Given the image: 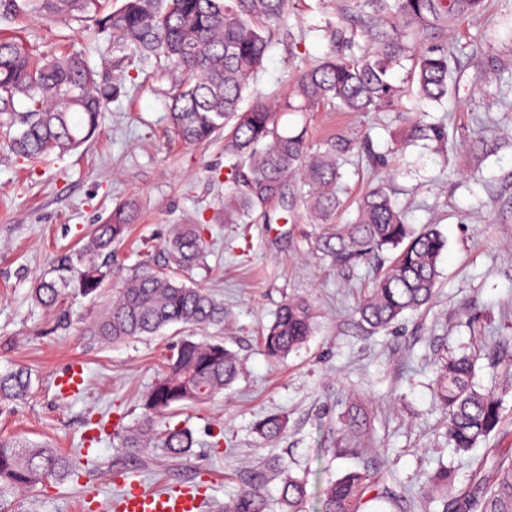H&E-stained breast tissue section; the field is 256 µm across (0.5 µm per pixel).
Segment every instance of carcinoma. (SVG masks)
Listing matches in <instances>:
<instances>
[{"instance_id":"carcinoma-1","label":"carcinoma","mask_w":512,"mask_h":512,"mask_svg":"<svg viewBox=\"0 0 512 512\" xmlns=\"http://www.w3.org/2000/svg\"><path fill=\"white\" fill-rule=\"evenodd\" d=\"M485 0H335L334 16L324 20L322 37L328 51L298 74L288 100L273 111L260 97L241 108L256 74L263 68L274 32L284 22L288 0H124L107 14L100 0H0V17L15 22L32 11L67 22L95 15L99 33L112 34L120 49L141 59L164 60L182 79L171 92L170 128L187 145L208 142L226 130L230 159L224 217L236 221L268 202L288 199L283 220L302 207L315 224H327L342 206L335 144L313 150L307 128L280 124L288 114H301L334 103L345 112H372L400 92L389 77L402 62H412L406 93L418 102L448 99V32L465 17L482 11ZM112 101L96 71L75 53L37 52L19 37L0 36V128L21 158L36 163L52 154L70 152L92 138L101 113ZM410 138L442 145L444 127L409 122ZM133 220L120 209L112 221L94 228L74 252L58 256L32 291L43 309L57 306L63 289L73 282L86 295L97 294L112 279V245L123 239ZM445 239L432 225L411 230L405 215L378 184L359 200L355 219L325 236L319 249L338 266L365 262L386 249L399 253L379 271L361 300L362 321L374 329L391 326L404 313L427 306L439 278ZM167 268L150 260L124 280L103 314L87 329L102 343L156 336L172 324L205 327L226 322L224 302L205 288L179 276L205 257L204 225L177 224L165 242ZM312 306L304 299L285 302L261 336L270 357H284L302 346L314 330ZM241 360L222 341L182 338L167 356L163 374L143 395L140 417L122 436V447L137 450L158 442L172 455L194 446L190 429L159 428L176 406L203 404L230 388L239 377ZM32 373L25 368L0 373V413L25 400ZM434 399L446 415V436L454 452L465 454L501 429V396L478 388L473 364L465 355L442 359L435 369ZM287 421L279 415L257 420L253 430L264 440L280 438ZM367 431L366 419L353 410L336 428V456H360L356 446ZM281 512H302L306 481L278 460ZM73 471L70 458L47 445L21 443L0 436V493L32 489L47 478ZM430 487L445 501L443 512H512V454L492 469L477 465L453 501H448V468L429 476ZM319 512H364L371 501L388 497L372 467L350 470L320 491ZM224 512H270L256 488L224 505Z\"/></svg>"}]
</instances>
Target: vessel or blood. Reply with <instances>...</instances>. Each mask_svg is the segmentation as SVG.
I'll return each mask as SVG.
<instances>
[{
	"instance_id": "vessel-or-blood-1",
	"label": "vessel or blood",
	"mask_w": 512,
	"mask_h": 512,
	"mask_svg": "<svg viewBox=\"0 0 512 512\" xmlns=\"http://www.w3.org/2000/svg\"><path fill=\"white\" fill-rule=\"evenodd\" d=\"M108 512H204V501L188 490H145L130 482L119 497L110 501Z\"/></svg>"
}]
</instances>
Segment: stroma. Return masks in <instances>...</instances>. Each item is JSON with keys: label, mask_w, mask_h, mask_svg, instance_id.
<instances>
[{"label": "stroma", "mask_w": 512, "mask_h": 512, "mask_svg": "<svg viewBox=\"0 0 512 512\" xmlns=\"http://www.w3.org/2000/svg\"><path fill=\"white\" fill-rule=\"evenodd\" d=\"M332 12L331 0H290L254 89L281 102L289 80L325 53L316 27ZM510 17L512 0H489L485 14L456 29L450 61L456 91L417 108L421 124L446 128L445 148L430 140L402 146L413 109L405 98L366 115L333 106L310 115L313 142L340 140L344 206L335 223L352 221L360 195L382 181L408 224L434 225L447 241L431 304L375 330L357 312L372 270L332 264L317 247L327 225L301 210L282 221L277 200L245 223H225L223 138L188 147L168 127V94L178 72L115 48L109 36L88 38L83 22L29 15L22 27L32 44L80 52L118 94L99 133L62 158L29 165L0 137V372L28 367L34 384L14 414L0 416V435L48 443L80 462L64 478L1 494L0 512H79L90 498L108 504L134 480L148 489L188 487L217 504L255 487L273 503L279 479L269 464L276 458L306 479L305 512H318L327 480L366 461L407 501V512H441V503L421 497L429 472L446 466L460 486L477 462L493 463V449L512 446V392L503 393L506 377L489 356L496 346L512 355V70H501V52L472 54L490 22ZM479 133L488 150L476 156L468 144ZM127 204L137 212L132 239L117 246L114 276L101 294L70 288L60 311L36 307L31 289L55 256ZM197 222L205 226L208 256L187 278L223 301L229 322L204 329L175 324L108 346L86 336L139 254L165 264L173 225ZM295 298L312 305L314 332L288 356L268 358L261 330ZM191 335L222 337L243 361L239 378L211 403L170 412L167 424L187 426L196 440L186 455L122 447L121 435L138 418V400L163 357ZM448 353L475 357L476 383L503 394L504 437H489L462 455L448 445L445 414L433 396L434 365ZM75 364L85 384L68 398L57 381ZM354 403L370 426L365 453L331 456L336 425ZM274 414L286 418V433L271 443L259 440L253 423ZM219 432L224 438L217 444Z\"/></svg>", "instance_id": "1"}]
</instances>
